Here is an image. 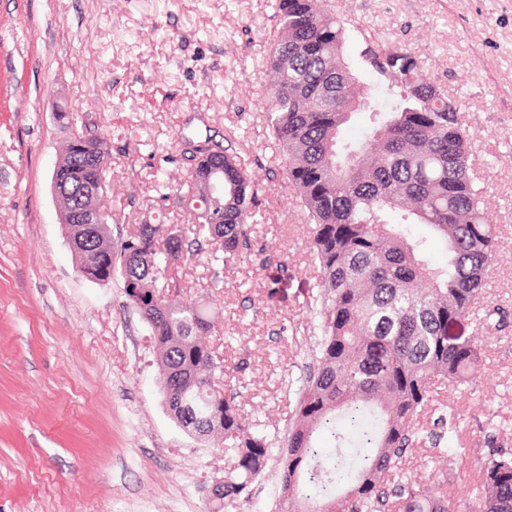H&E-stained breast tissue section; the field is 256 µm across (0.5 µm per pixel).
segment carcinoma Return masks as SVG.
I'll return each instance as SVG.
<instances>
[{"label": "carcinoma", "instance_id": "cac0c4a2", "mask_svg": "<svg viewBox=\"0 0 512 512\" xmlns=\"http://www.w3.org/2000/svg\"><path fill=\"white\" fill-rule=\"evenodd\" d=\"M273 19L265 120L308 214L321 288L312 312L320 338L280 453L277 512H455L447 476L423 484L397 475L425 417H433L438 458L458 456L435 385L473 383L481 359L467 328L479 316L498 230L471 169L470 127L401 46L365 40L362 61L378 84L361 83L345 56L351 24L331 0H276ZM354 114L363 134L346 139ZM224 141L184 136L176 148L190 178L181 204L194 238L179 228L162 237L160 226L141 224L114 243L99 225L74 251L84 278L122 279L129 304L146 310L171 418L237 456L212 512L246 497L271 458L266 435L247 422L236 396H217L224 357L201 339L211 318L181 296L179 267L202 251L199 235L226 268L264 251L254 224L264 189L232 137ZM95 155L109 164L105 140L69 139L60 178L81 164L83 177L99 179L106 169L89 163ZM431 236L447 252L443 264L429 258ZM485 447L471 512H512V448L495 429Z\"/></svg>", "mask_w": 512, "mask_h": 512}]
</instances>
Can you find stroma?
<instances>
[{"mask_svg":"<svg viewBox=\"0 0 512 512\" xmlns=\"http://www.w3.org/2000/svg\"><path fill=\"white\" fill-rule=\"evenodd\" d=\"M275 0H0V512H206L235 464L186 434L163 404L151 331L123 283L83 278L59 222L51 176L78 117L111 148L104 198L113 240L141 224H183L163 184L183 134L234 132L265 187L256 231L270 260L218 270L210 252L180 272L217 324L237 402L281 446L315 342L319 272L307 218L270 146L261 92ZM337 15L399 42L455 99L471 160L500 228L484 301L512 310V0H333ZM475 385L440 387L456 423L453 463L416 453L406 475L448 476L457 512L479 483L488 425L512 445V327L474 324ZM270 461L251 499L225 512H275Z\"/></svg>","mask_w":512,"mask_h":512,"instance_id":"1","label":"stroma"}]
</instances>
